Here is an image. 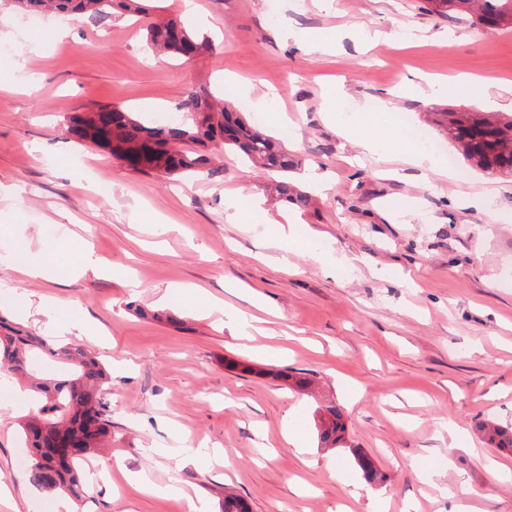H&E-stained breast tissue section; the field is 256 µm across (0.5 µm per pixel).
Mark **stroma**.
<instances>
[{
  "label": "stroma",
  "mask_w": 512,
  "mask_h": 512,
  "mask_svg": "<svg viewBox=\"0 0 512 512\" xmlns=\"http://www.w3.org/2000/svg\"><path fill=\"white\" fill-rule=\"evenodd\" d=\"M158 0L213 52L176 60L151 51L147 18L114 10L105 22L22 14L0 0V233L32 252L91 249L96 269L33 279L0 260V314L43 336L78 315L112 375L109 480L90 481L83 512H221L225 487L252 512H512V455L489 447L479 422L512 423V180L471 167L451 142L452 176L409 166L399 148L365 154L358 131L398 137L394 113L429 137V112L512 113V31L426 10L425 0ZM389 42L370 52L374 32ZM333 44L313 57L300 42ZM419 76L473 79L471 95L405 93ZM223 91L248 121L302 165L290 182L315 202L270 204L268 176L224 155L220 181L174 182L131 172L70 136L64 120L109 103L175 112L188 90ZM392 96V110L364 104ZM317 170L322 188L305 174ZM253 208L254 221L234 220ZM273 224L294 225L284 252ZM46 302L38 316L24 296ZM258 332L242 342L228 310ZM158 312L178 324L155 320ZM284 347L281 355L265 354ZM314 379L288 388L280 370ZM0 414V512H55L61 496L35 486L22 420L23 384ZM343 410L347 447L321 446L323 401ZM292 425L310 453L283 439ZM456 440H449V433ZM383 475L366 482L356 453ZM450 468H443V461ZM502 465L490 483L488 462ZM155 483L138 488L140 475Z\"/></svg>",
  "instance_id": "stroma-1"
}]
</instances>
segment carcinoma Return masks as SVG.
I'll use <instances>...</instances> for the list:
<instances>
[{
	"label": "carcinoma",
	"mask_w": 512,
	"mask_h": 512,
	"mask_svg": "<svg viewBox=\"0 0 512 512\" xmlns=\"http://www.w3.org/2000/svg\"><path fill=\"white\" fill-rule=\"evenodd\" d=\"M18 10L53 11L61 16L103 22L112 10L149 12L145 0H10ZM431 11L442 15L465 14L476 26L512 28V0H427ZM150 47L177 58L213 50L212 43L177 18L152 22L146 28ZM183 121L156 125L112 105L75 113L67 119V132L81 142L107 151L128 169L163 177L224 178V165H214L213 150H233L242 162L259 171L276 173L270 187L275 201L305 210L312 197L288 183V171L302 163L271 136L235 112L224 97L206 90L191 91L178 103ZM441 134L457 144L462 156L492 174L512 178V115L446 111L433 113ZM60 364L64 374L37 376L31 369L35 356ZM15 378L36 393L37 414L22 424L32 482L49 492L64 491L82 497L85 474L81 463L105 449L112 437L109 396L111 376L105 365L79 345H50L36 334L0 316V377ZM319 440L326 448L346 443V423L340 407L331 402L316 412ZM480 431L487 445L512 453V426L485 423ZM364 478L374 483L382 474L371 458L357 455ZM222 512H251L246 499L224 489Z\"/></svg>",
	"instance_id": "carcinoma-1"
}]
</instances>
